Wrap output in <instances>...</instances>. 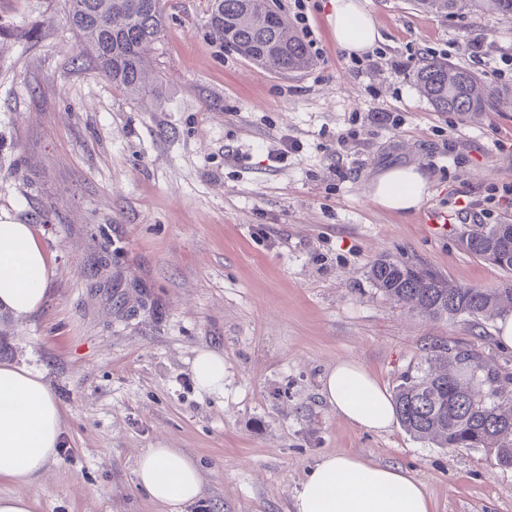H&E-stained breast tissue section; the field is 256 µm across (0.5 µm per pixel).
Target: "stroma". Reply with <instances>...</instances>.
<instances>
[{
    "label": "stroma",
    "mask_w": 512,
    "mask_h": 512,
    "mask_svg": "<svg viewBox=\"0 0 512 512\" xmlns=\"http://www.w3.org/2000/svg\"><path fill=\"white\" fill-rule=\"evenodd\" d=\"M367 2L381 40L355 74L327 0L306 2L321 53L293 73L212 38L210 0H162L159 81L145 106L80 55L67 0H0V220L31 225L50 269L41 308L0 325V361L42 374L62 411L61 450L30 490L34 512H170L132 481L150 448L181 449L201 469L198 502L178 512L201 502L289 512L308 469L342 453L405 469L434 512H512V470L485 449L439 448L398 424L354 427L321 394L341 360L395 391L437 341L512 372L495 320L433 321L366 277L387 256L452 285L505 280L461 234L512 223V208L487 198L512 183V87L464 41L512 52V15ZM433 58L471 71L492 104L438 111L415 84ZM382 111L403 126L367 120ZM286 138L298 152L270 164ZM392 166L430 182L411 213L369 195ZM202 350L223 355V391L197 388Z\"/></svg>",
    "instance_id": "35a3bbf8"
}]
</instances>
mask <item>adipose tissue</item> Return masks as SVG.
<instances>
[{"label": "adipose tissue", "instance_id": "adipose-tissue-1", "mask_svg": "<svg viewBox=\"0 0 512 512\" xmlns=\"http://www.w3.org/2000/svg\"><path fill=\"white\" fill-rule=\"evenodd\" d=\"M328 21L339 49L359 55L381 39L365 0H329ZM429 193L424 175L412 166L390 167L370 185L381 207L407 213ZM49 269L30 225L0 221V305L22 316L36 311L45 296ZM321 394L337 416L367 431L393 424L386 389L362 364L340 361L322 380ZM61 410L40 373L0 364V479L17 493L0 497V512H33L23 492L56 458L61 441ZM133 482L154 502L173 508L201 492V475L192 457L176 448H151L140 454ZM290 512H432L422 481L405 470L375 465L354 454L327 455L311 468L296 490Z\"/></svg>", "mask_w": 512, "mask_h": 512}]
</instances>
